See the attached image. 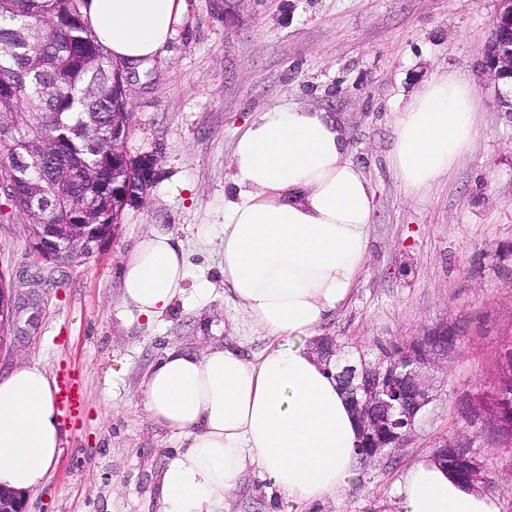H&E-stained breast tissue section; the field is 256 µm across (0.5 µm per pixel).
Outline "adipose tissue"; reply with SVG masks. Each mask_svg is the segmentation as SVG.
I'll list each match as a JSON object with an SVG mask.
<instances>
[{"instance_id": "obj_1", "label": "adipose tissue", "mask_w": 512, "mask_h": 512, "mask_svg": "<svg viewBox=\"0 0 512 512\" xmlns=\"http://www.w3.org/2000/svg\"><path fill=\"white\" fill-rule=\"evenodd\" d=\"M85 21L112 59L152 61L179 34L186 0H85ZM473 87L445 76L395 110L390 166L408 198L452 174L477 129ZM234 188L224 198V281L268 344L254 359L212 344L174 346L140 390L153 424L184 438L161 478L163 512H220L247 467L260 470L305 512L333 497L355 471L357 419L338 382L305 345L350 301L367 260L374 191L325 113L288 105L237 137ZM188 267L157 231L126 260L124 300L152 321L185 291ZM56 386L45 366L0 378V487L37 491L60 453ZM399 512H501L422 456L396 482Z\"/></svg>"}]
</instances>
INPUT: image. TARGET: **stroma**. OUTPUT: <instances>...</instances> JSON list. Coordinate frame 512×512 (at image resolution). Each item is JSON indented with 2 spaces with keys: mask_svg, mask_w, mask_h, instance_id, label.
I'll list each match as a JSON object with an SVG mask.
<instances>
[{
  "mask_svg": "<svg viewBox=\"0 0 512 512\" xmlns=\"http://www.w3.org/2000/svg\"><path fill=\"white\" fill-rule=\"evenodd\" d=\"M177 38L144 68L122 67L131 114L125 150L155 155L146 200L127 205L109 246L79 263L33 252L25 218L0 195V276L19 299L0 346V377L40 363L75 378L83 406L61 424L60 453L25 512H162L161 473L182 440L153 425L142 375L178 345L259 354L265 335L234 305L221 272L224 197L238 134L263 112L301 105L347 133L374 190L364 271L318 336L376 360L426 329L458 336L434 399L402 448L361 463L335 498L306 512H378L401 473L460 431L458 401L491 389L512 338V82L494 81L482 48L498 0H186ZM469 81L478 133L451 176L408 199L389 165L393 112L434 76ZM171 233L191 276L183 299L149 322L125 303L122 267L140 241ZM207 282L206 299L196 289ZM485 493L512 512V446L489 441ZM223 512H289L253 468Z\"/></svg>",
  "mask_w": 512,
  "mask_h": 512,
  "instance_id": "obj_1",
  "label": "stroma"
}]
</instances>
